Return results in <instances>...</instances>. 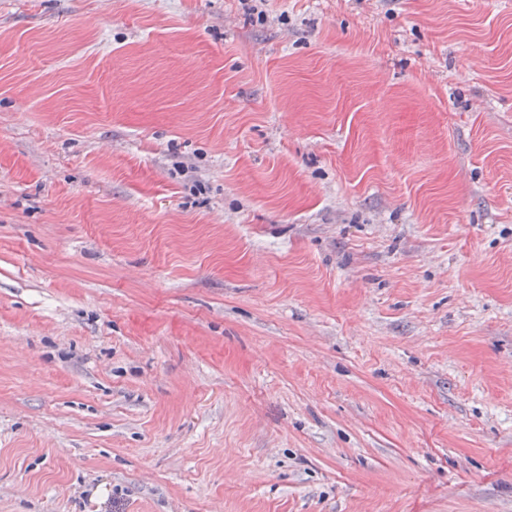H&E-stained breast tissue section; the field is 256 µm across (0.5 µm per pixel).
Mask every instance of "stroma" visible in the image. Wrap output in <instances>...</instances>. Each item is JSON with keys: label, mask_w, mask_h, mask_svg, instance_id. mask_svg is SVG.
Returning <instances> with one entry per match:
<instances>
[{"label": "stroma", "mask_w": 512, "mask_h": 512, "mask_svg": "<svg viewBox=\"0 0 512 512\" xmlns=\"http://www.w3.org/2000/svg\"><path fill=\"white\" fill-rule=\"evenodd\" d=\"M0 512H512V0H0Z\"/></svg>", "instance_id": "obj_1"}]
</instances>
